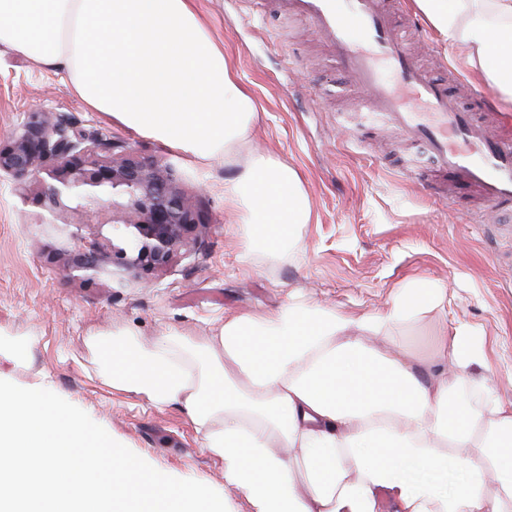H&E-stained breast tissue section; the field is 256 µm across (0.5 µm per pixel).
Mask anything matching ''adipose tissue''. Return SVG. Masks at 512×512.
Wrapping results in <instances>:
<instances>
[{
    "mask_svg": "<svg viewBox=\"0 0 512 512\" xmlns=\"http://www.w3.org/2000/svg\"><path fill=\"white\" fill-rule=\"evenodd\" d=\"M440 38L512 103V0H414ZM66 72L92 112L200 161L235 166L224 206L247 246L297 248L300 173L238 160L257 121L195 0H0V46ZM445 295L424 283L378 313L288 301L207 336L87 338L112 389L176 407L250 512H512V400L476 367L482 330L438 326L433 368L386 336Z\"/></svg>",
    "mask_w": 512,
    "mask_h": 512,
    "instance_id": "obj_1",
    "label": "adipose tissue"
}]
</instances>
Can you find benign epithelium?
Segmentation results:
<instances>
[{
	"mask_svg": "<svg viewBox=\"0 0 512 512\" xmlns=\"http://www.w3.org/2000/svg\"><path fill=\"white\" fill-rule=\"evenodd\" d=\"M0 170L43 182L41 202L53 218L91 203L109 204V223L122 244H112L110 254L94 244L73 255L71 268L90 275L114 265L132 272L165 270L206 228L201 204L184 194L171 170L120 142L86 146L61 122L29 119L14 145L0 149Z\"/></svg>",
	"mask_w": 512,
	"mask_h": 512,
	"instance_id": "obj_1",
	"label": "benign epithelium"
}]
</instances>
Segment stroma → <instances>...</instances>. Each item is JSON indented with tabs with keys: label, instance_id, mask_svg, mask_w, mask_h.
I'll use <instances>...</instances> for the list:
<instances>
[{
	"label": "stroma",
	"instance_id": "1",
	"mask_svg": "<svg viewBox=\"0 0 512 512\" xmlns=\"http://www.w3.org/2000/svg\"><path fill=\"white\" fill-rule=\"evenodd\" d=\"M197 6L260 114L252 148L303 178L313 211L300 230L303 252L246 251V227L224 209L232 167L184 157L88 111L66 73L0 46V148L12 144L31 115L64 121L70 136L117 141L173 168L208 220L200 242L167 270L136 274L116 266L89 278L67 262L89 242L111 245L109 209L96 207L100 228L74 212L60 213L53 224L39 203L41 182L1 175L0 380L53 391L154 468L224 492L236 512H247L180 410L157 409L100 381L87 337L112 328L133 330L146 343L174 329L204 336L226 319L276 308L292 296L374 313L388 307L397 288L423 281L445 289L443 307L392 329V337L426 357L440 323L481 328L491 344L483 374L512 399V223L477 222L470 193L433 195L422 179L426 157L400 151L395 134L367 144L352 136L363 114L353 96L337 94L343 78L310 26L272 5L252 12L243 0ZM416 49L435 76H454L459 87L476 82L458 49L431 26Z\"/></svg>",
	"mask_w": 512,
	"mask_h": 512
}]
</instances>
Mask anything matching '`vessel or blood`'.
<instances>
[{
	"label": "vessel or blood",
	"mask_w": 512,
	"mask_h": 512,
	"mask_svg": "<svg viewBox=\"0 0 512 512\" xmlns=\"http://www.w3.org/2000/svg\"><path fill=\"white\" fill-rule=\"evenodd\" d=\"M328 44L337 69L369 93L376 119L429 153L435 193L470 190L482 213L512 214V115L490 93H449L424 70L399 34L386 0H288ZM425 104L412 109L406 94Z\"/></svg>",
	"instance_id": "b4317fda"
}]
</instances>
